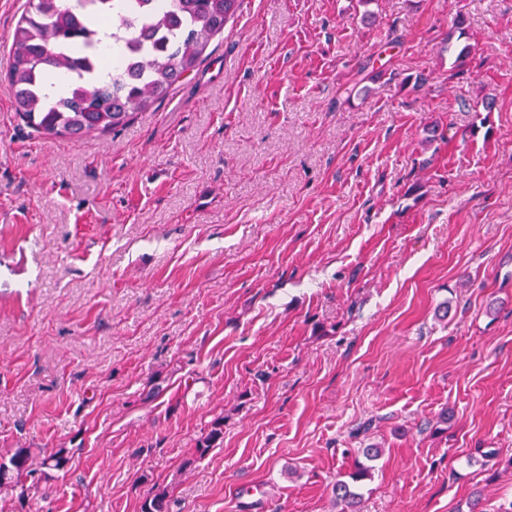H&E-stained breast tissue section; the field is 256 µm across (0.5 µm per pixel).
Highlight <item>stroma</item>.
<instances>
[{
  "label": "stroma",
  "instance_id": "1",
  "mask_svg": "<svg viewBox=\"0 0 512 512\" xmlns=\"http://www.w3.org/2000/svg\"><path fill=\"white\" fill-rule=\"evenodd\" d=\"M25 2L0 0V457L69 462L0 512H338L372 445L359 512L511 498L485 454L512 456V0H244L173 95L83 140L16 115ZM223 435L224 418L218 416L212 420L208 433L198 442L197 453L202 456L207 454L211 448H216L223 440ZM379 456L378 448H360L354 460L353 470L348 474L350 481L337 480L332 485L334 501L340 512H358L357 504L360 498V494L356 491L358 483L370 477L373 466L369 463L377 460Z\"/></svg>",
  "mask_w": 512,
  "mask_h": 512
}]
</instances>
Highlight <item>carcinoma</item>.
<instances>
[{
	"label": "carcinoma",
	"instance_id": "carcinoma-1",
	"mask_svg": "<svg viewBox=\"0 0 512 512\" xmlns=\"http://www.w3.org/2000/svg\"><path fill=\"white\" fill-rule=\"evenodd\" d=\"M146 2L28 0L12 36L7 91L16 103L18 118L34 134L79 140L127 125L136 114L165 99L186 73L199 68L210 42L224 33L244 0H156V11L144 25L156 35L157 42L149 45L129 29L130 16ZM108 19L112 31L104 33L102 41H112L110 57L88 41V33L99 30ZM117 30L142 51L134 84L122 78L124 43L115 36ZM58 76L65 78L64 87L49 91ZM223 435L224 417L218 416L198 442L197 453L207 454L220 445ZM379 456L377 448L359 449L349 480L332 485L339 512H357L358 483L370 477L371 462ZM66 463L59 452L41 455L20 448L0 459V488L8 487L23 499L29 487L14 477L25 473L46 479ZM141 512H169L168 494L149 495Z\"/></svg>",
	"mask_w": 512,
	"mask_h": 512
}]
</instances>
